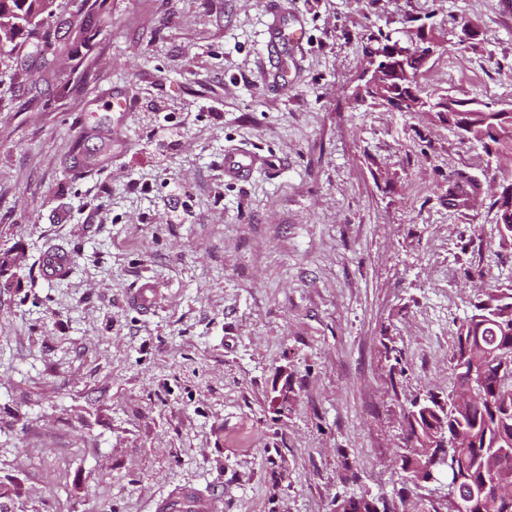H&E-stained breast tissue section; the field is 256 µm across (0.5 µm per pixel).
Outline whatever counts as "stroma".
Masks as SVG:
<instances>
[{
	"instance_id": "35a3bbf8",
	"label": "stroma",
	"mask_w": 512,
	"mask_h": 512,
	"mask_svg": "<svg viewBox=\"0 0 512 512\" xmlns=\"http://www.w3.org/2000/svg\"><path fill=\"white\" fill-rule=\"evenodd\" d=\"M276 14L296 54L268 45ZM416 18L444 46L424 91L512 106V0H105L70 15L89 45L0 65V254L25 256L0 275L9 512H152L179 486L223 488V512H444L400 468L404 412L451 389L512 238L489 201L448 204L479 144L351 98L365 31ZM235 146L271 167L226 179Z\"/></svg>"
}]
</instances>
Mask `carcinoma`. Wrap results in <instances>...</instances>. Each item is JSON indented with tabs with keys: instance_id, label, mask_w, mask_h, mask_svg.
Here are the masks:
<instances>
[{
	"instance_id": "1",
	"label": "carcinoma",
	"mask_w": 512,
	"mask_h": 512,
	"mask_svg": "<svg viewBox=\"0 0 512 512\" xmlns=\"http://www.w3.org/2000/svg\"><path fill=\"white\" fill-rule=\"evenodd\" d=\"M70 5V0H0V53L29 45L45 55L56 39L48 21ZM391 40L389 33L371 32L364 37L363 53L369 57L380 52ZM424 63L421 54L407 65V73L394 78L383 73L381 81L391 87V97L373 105L386 102L401 112L407 100L442 101L443 96L425 94L419 85ZM461 121L487 156L512 161V115L503 118L487 102L480 112L448 113V122ZM487 193V182L464 170L448 176L450 201L465 202ZM491 207L496 209L498 234L512 238V192L502 191ZM468 342L478 347L481 380L466 397L443 400L429 391L423 399H413L405 414L411 452L400 456L401 469L411 481L425 479L431 471L451 473L460 482L448 483V494L469 506L468 512H512V370L504 367L512 363V288L485 293L460 325L452 354L455 388L466 384L457 355ZM439 432L448 436L450 467L435 461L432 436ZM336 512L377 510L374 500L361 496L336 503Z\"/></svg>"
}]
</instances>
